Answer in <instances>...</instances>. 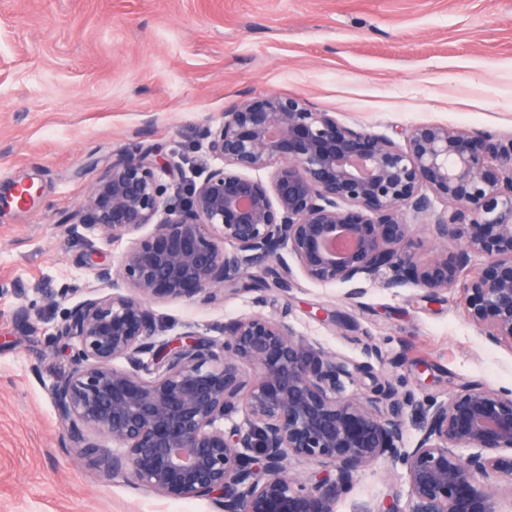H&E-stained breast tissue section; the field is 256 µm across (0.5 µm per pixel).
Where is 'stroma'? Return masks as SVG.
I'll use <instances>...</instances> for the list:
<instances>
[{
  "label": "stroma",
  "instance_id": "1",
  "mask_svg": "<svg viewBox=\"0 0 512 512\" xmlns=\"http://www.w3.org/2000/svg\"><path fill=\"white\" fill-rule=\"evenodd\" d=\"M302 98L338 123L402 141L413 126L512 136V0H0V191L33 179L30 205L0 208V512H220L216 500L171 501L105 482L63 447L51 389L70 369L55 336L70 307L96 293L89 256L117 263L131 238L84 224L64 232L113 158L150 148L202 181L218 161L206 127L253 97ZM345 285L295 275L277 287L157 300L170 339L193 330L223 341L255 313H287L297 335L349 367L344 394L385 372L420 404L479 381L512 389V348L466 319L461 288L424 301L414 283H376L357 301ZM29 321L16 319L18 307ZM336 321L316 318L317 309ZM405 470L361 471L335 512H409Z\"/></svg>",
  "mask_w": 512,
  "mask_h": 512
}]
</instances>
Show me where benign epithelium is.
I'll return each mask as SVG.
<instances>
[{"mask_svg":"<svg viewBox=\"0 0 512 512\" xmlns=\"http://www.w3.org/2000/svg\"><path fill=\"white\" fill-rule=\"evenodd\" d=\"M204 140L221 166L185 183L180 202L156 175L180 166L140 149L112 159L80 205L79 223L114 239L151 231L117 271L98 268L112 292L68 309L57 326L71 369L52 399L69 447L105 481L171 500L212 498L224 512H334L358 473L385 459L406 470L409 512H504L512 389L467 382L431 401L405 448L410 395L388 378L341 395L351 372L296 336L288 313L240 318L221 343L195 331L158 340L150 303L212 300L245 278L290 288L286 248L309 281L348 285V300L381 274L387 288L411 281L438 300L465 273L467 320L490 343L512 346V137L425 124L399 144L296 97L265 95L224 113ZM266 169L267 182L249 176ZM434 198L451 211L432 224L439 247L422 262L406 214ZM238 407L245 421L224 431L220 421ZM301 462L335 469V481L302 480L291 471Z\"/></svg>","mask_w":512,"mask_h":512,"instance_id":"benign-epithelium-1","label":"benign epithelium"}]
</instances>
